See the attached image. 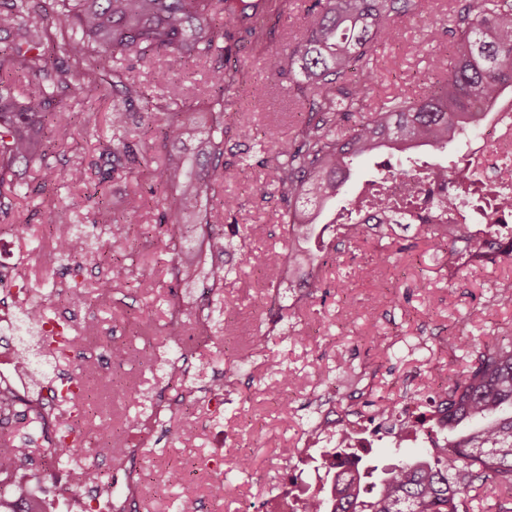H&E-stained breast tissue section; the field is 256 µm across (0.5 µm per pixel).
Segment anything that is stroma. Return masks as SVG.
<instances>
[{
  "mask_svg": "<svg viewBox=\"0 0 512 512\" xmlns=\"http://www.w3.org/2000/svg\"><path fill=\"white\" fill-rule=\"evenodd\" d=\"M275 3V13L259 20L264 36L253 48L232 51L226 59L191 60L168 74L193 107L208 89L212 68L228 59L244 67L245 82L227 109V147L235 153L239 123L249 124L258 136L272 128L286 138L305 109L303 98L266 69L265 55L287 49L289 29L306 18L310 0ZM456 5L457 0H422L418 13L395 20L396 40L373 48L379 83L370 104L394 94L417 95L434 79L433 60L447 58L450 49L448 35L434 21L447 18ZM66 109L74 115L73 137L67 146L50 145L48 159L81 170L83 179L46 185L37 168L19 170L16 179L27 194L11 197L8 216L0 217V246L14 253L22 272L19 283L31 296L47 292L53 283H83L85 304L73 306L68 294L56 293L51 307L53 313L79 319L78 334L87 335L99 356L113 345L131 350L132 359L109 372L85 370L86 411L65 421L91 434L85 449L90 465L102 462L107 448L133 449L141 476L139 512H262L283 459L293 456L312 419L304 403L317 405L330 397L342 405L351 390L363 387L373 400L403 403L434 391L439 375L455 378L466 365L465 353L449 350V334L479 338L494 332L512 341V303L497 297L512 290V261L479 263L449 274L447 250L431 247L412 227L395 234L403 250L390 252L383 262L375 258L372 237L348 244L314 234L312 249L329 258L324 278L332 284L330 291H316L284 310L272 305L259 271L285 247L281 208L277 199L258 191L264 169L234 165L224 178V192L237 200L235 217L248 233V252L218 259L230 270L220 290L222 341L200 347L193 360L186 380L196 390L193 413L167 412L153 440L137 446L132 425L156 404L167 383L175 354L170 336L176 329L192 334L208 282H174V255L153 228L162 207L157 184L165 156L154 132H145L143 158L133 173L106 181L98 143L112 135L111 100L73 99ZM98 189L105 194L103 205H89L88 195ZM134 191L147 203L131 215L123 201ZM60 206L71 208L86 242L84 263L60 258L53 249L49 216ZM116 219L130 226L117 239L111 229ZM20 222L25 225L21 233L16 230ZM117 261L131 268L130 276L112 278ZM362 266L374 268L375 276L359 277ZM107 277L111 291L103 297L98 285ZM173 293L184 311L177 328L168 314ZM291 329L299 340L284 339ZM247 348L254 351L251 361L227 370L228 355ZM274 364L283 375L270 373ZM217 374L224 378V392L214 400L205 391ZM242 454L250 461L244 471L234 465ZM218 462L224 465V493L216 499L209 485ZM174 468L190 473V480L171 482Z\"/></svg>",
  "mask_w": 512,
  "mask_h": 512,
  "instance_id": "35a3bbf8",
  "label": "stroma"
}]
</instances>
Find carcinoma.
<instances>
[{"label":"carcinoma","mask_w":512,"mask_h":512,"mask_svg":"<svg viewBox=\"0 0 512 512\" xmlns=\"http://www.w3.org/2000/svg\"><path fill=\"white\" fill-rule=\"evenodd\" d=\"M418 0H315L306 24L298 27L288 50L266 56L268 71L297 83L308 110L294 135L280 138L269 129L259 164L267 171L262 195H273L286 206L284 230L294 264H308L318 287L327 265L320 252L301 247L311 239L322 207L341 194L351 179L352 164L361 157L395 151L412 154L426 147L442 152L448 143L476 129L487 110L505 92H512V0H468L448 22L453 41L447 76L426 84L415 97L388 96L368 117L352 124L371 93L376 74L369 53L395 36L390 20L415 9ZM252 0H0V189L18 194L16 169L37 166L45 183L74 178L76 172L47 161L46 141L53 135L65 145L72 138L66 101L82 96L112 97V137L102 144L110 172L136 162L140 134L130 127L136 103L143 104L147 125L156 126L163 148H171L159 174L168 190L158 222L168 248L180 255L175 242L200 234L208 252H246L247 235L228 224L234 198L224 195V111L239 83L235 67L216 68L209 77L210 94L198 112L182 104L180 86L167 72L187 59H204L227 51L220 41H256L260 32ZM110 54L105 66L100 53ZM166 57V70L156 82L169 105L154 111L151 97L132 76L130 61ZM23 75L32 91L16 93L11 80ZM200 137L189 154L175 152L193 127ZM53 243L67 259L82 251L71 212L54 210ZM230 230H225V227ZM437 249L448 247L453 267L474 260L495 261L494 243L476 245L470 254L454 250L464 238L458 226L448 232L424 228ZM79 345L75 336H51L49 353L66 360ZM448 347L464 350L470 364L441 392L448 409V429L469 423L479 428L448 440L434 456L416 454L394 466L368 465L363 474L336 475L330 496L304 503L301 512H470L491 485L498 491L499 512L512 502V344L491 334L470 340L448 338ZM74 411L84 405V384L60 396ZM81 436L68 426L59 430L51 448L64 464L82 466ZM28 452L22 444L0 448V478L13 461Z\"/></svg>","instance_id":"carcinoma-1"}]
</instances>
